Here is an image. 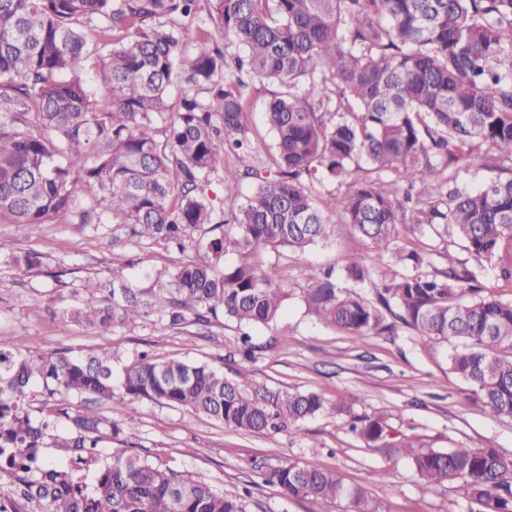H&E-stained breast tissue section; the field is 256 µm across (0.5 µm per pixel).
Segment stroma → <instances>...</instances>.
<instances>
[{
  "label": "stroma",
  "mask_w": 512,
  "mask_h": 512,
  "mask_svg": "<svg viewBox=\"0 0 512 512\" xmlns=\"http://www.w3.org/2000/svg\"><path fill=\"white\" fill-rule=\"evenodd\" d=\"M272 85H255L249 93L248 135L256 160L269 167L275 138L263 118ZM402 240L426 252L435 267L463 261L467 252L445 243L431 231ZM34 250L42 265L32 270L4 266L3 258ZM193 250L178 252L164 244L131 237L126 226L104 212L98 224H34L18 234L0 222V336L23 333L28 353H87L102 342L114 348V372L146 352L161 359L206 362L232 375L240 364L237 347L250 332L258 349L249 367L255 383L272 389L316 391L327 399H345L356 415H380L393 433L424 446H492L512 453V416H496L475 403L468 387L449 369L451 348L423 344L408 328L370 334L358 340L325 324L311 313L304 296L315 275L343 269L353 259L376 267L385 258L346 224H333L329 236L303 251H263L260 259L274 268L290 297L280 320L271 326L243 327L217 316L196 323L193 311L170 325L154 310L135 325L90 328L60 319L59 311L87 303L86 280L101 284L109 296L113 283L124 281L142 295L155 286L158 269L195 259ZM101 414L123 424L125 444L107 443L105 455L123 451L174 469H189L227 495L250 492L249 512H344L340 501L295 500L264 483L261 469L286 460L339 471L346 482L361 481L367 471L382 470L383 481L369 484L374 512H473L475 505L455 484L422 483L404 457L367 447L349 433L342 419L321 415L304 421L298 433H242L205 416L155 401L116 398L96 404Z\"/></svg>",
  "instance_id": "obj_1"
}]
</instances>
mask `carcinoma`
Listing matches in <instances>:
<instances>
[{
  "label": "carcinoma",
  "instance_id": "1",
  "mask_svg": "<svg viewBox=\"0 0 512 512\" xmlns=\"http://www.w3.org/2000/svg\"><path fill=\"white\" fill-rule=\"evenodd\" d=\"M206 10L217 31L196 25ZM245 48L232 55L218 41ZM97 56L107 89L89 85ZM282 88L265 120L275 168L254 164L247 100L254 81ZM488 171L471 188L456 178L482 146ZM233 156L239 167L224 165ZM512 0H0V219L23 234L59 220L129 225L200 258L156 273L153 302L122 282L109 297L61 316L106 330L153 307L177 325L221 312L247 327L277 321L288 293L258 262L261 251H303L336 222L405 267L378 268L375 297L336 285L334 271L305 295L325 323L362 339L392 328L425 342H459L450 370L474 401L512 416V300L483 295L489 265L512 284ZM364 162L373 177L355 170ZM257 179L240 198V177ZM346 187L315 195L306 181ZM224 196L211 195V185ZM456 237L469 260L428 271L430 261L398 243V226ZM235 262L220 266L227 254ZM4 264L34 269L28 250ZM112 344L85 356L24 353L22 335L0 336V477L21 484L27 512H248L195 472L137 454L102 459L100 443L124 428L64 397L116 396ZM123 394L203 415L247 433L297 430L328 413L367 445L408 459L429 485L456 481L478 512H512V455L498 448L426 447L393 436L381 416H357L341 398L256 386L206 363L143 353L125 365ZM38 411L40 417L32 416ZM50 438L68 449L55 465ZM370 471L350 484L335 469L295 461L264 473L290 499L333 500L369 512Z\"/></svg>",
  "mask_w": 512,
  "mask_h": 512
}]
</instances>
